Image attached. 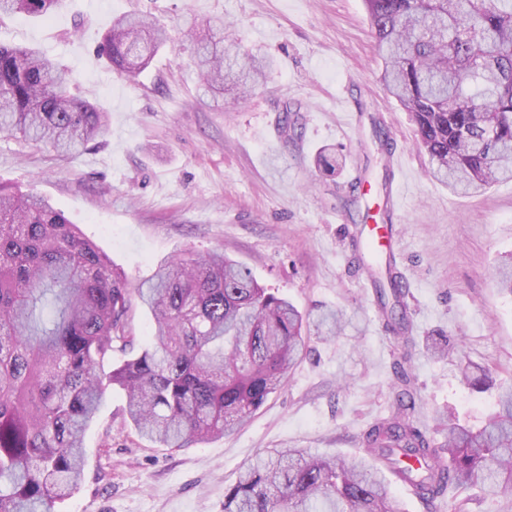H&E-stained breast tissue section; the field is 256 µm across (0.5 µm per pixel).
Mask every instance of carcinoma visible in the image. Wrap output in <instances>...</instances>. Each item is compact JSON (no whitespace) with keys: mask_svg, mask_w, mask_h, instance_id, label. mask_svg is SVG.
Returning <instances> with one entry per match:
<instances>
[{"mask_svg":"<svg viewBox=\"0 0 512 512\" xmlns=\"http://www.w3.org/2000/svg\"><path fill=\"white\" fill-rule=\"evenodd\" d=\"M383 59L381 81L411 115L430 173L451 191L512 180V0H363ZM61 0H0V17H43ZM166 41L147 18L118 17L101 53L118 70L146 68ZM208 88L245 92L269 62L200 44ZM68 71L37 51L0 44V133L62 154L105 136L107 113L71 93ZM336 154L315 168L336 173ZM383 325L408 333L391 264L369 253ZM512 294V258L497 273ZM152 314L135 348V303ZM311 314L258 283L222 252L162 264L145 285L125 273L48 199L0 184V512H55L85 467L84 437L109 388L126 396L137 434L166 448L230 435L286 382L308 349ZM334 336L342 314L322 312ZM389 415L363 433L369 458L288 449L260 457L224 488V512H401L385 472L428 504L448 488L512 494V385L474 430L448 419L443 444L410 421L404 364Z\"/></svg>","mask_w":512,"mask_h":512,"instance_id":"1","label":"carcinoma"}]
</instances>
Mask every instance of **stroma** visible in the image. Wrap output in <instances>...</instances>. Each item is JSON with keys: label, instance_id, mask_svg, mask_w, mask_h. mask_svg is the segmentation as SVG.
<instances>
[{"label": "stroma", "instance_id": "35a3bbf8", "mask_svg": "<svg viewBox=\"0 0 512 512\" xmlns=\"http://www.w3.org/2000/svg\"><path fill=\"white\" fill-rule=\"evenodd\" d=\"M132 10L169 34L135 77L98 52ZM213 20L240 51L274 61L247 96L201 86L195 52ZM0 43L58 61L74 94L110 118L105 138L71 157L0 134V183L48 197L132 283L176 254L219 249L300 311L344 318L335 337L311 336L285 386L226 438L148 442L126 422L122 392L107 391L86 434L84 480L56 512H224L225 487L256 457L366 456L359 435L391 409L403 342L383 332L349 245L361 224L397 230L416 341L414 422L433 438L440 413L482 424L497 386L512 382V295L494 279L512 252V180L463 195L430 175L409 113L378 80L363 0H62L47 18H0ZM326 148L341 155L332 177L315 173ZM430 339L447 342V355H431ZM462 500L470 512H512V496L476 487L449 488L437 508Z\"/></svg>", "mask_w": 512, "mask_h": 512}]
</instances>
